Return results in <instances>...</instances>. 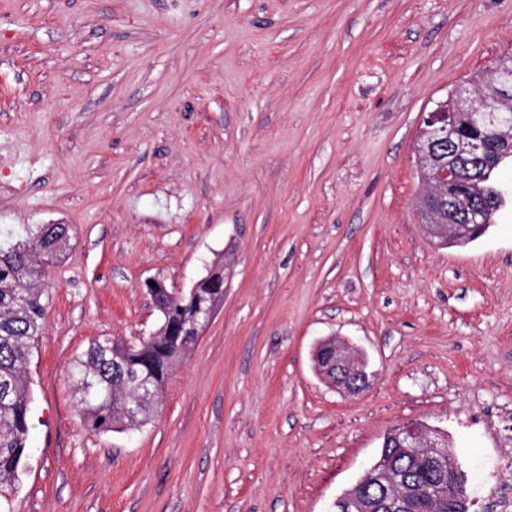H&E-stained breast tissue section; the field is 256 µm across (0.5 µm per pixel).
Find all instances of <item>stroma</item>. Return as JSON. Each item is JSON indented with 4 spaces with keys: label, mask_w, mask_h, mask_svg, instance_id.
Masks as SVG:
<instances>
[{
    "label": "stroma",
    "mask_w": 512,
    "mask_h": 512,
    "mask_svg": "<svg viewBox=\"0 0 512 512\" xmlns=\"http://www.w3.org/2000/svg\"><path fill=\"white\" fill-rule=\"evenodd\" d=\"M512 50V0H0V229L66 224L10 512H328L385 433L445 431L485 512L512 413V207L464 247L413 207L425 113ZM224 301L139 430L88 429L73 361ZM333 337L373 377L341 396ZM321 378L343 396H356L370 385L366 362L345 342L326 339L314 351Z\"/></svg>",
    "instance_id": "1"
}]
</instances>
